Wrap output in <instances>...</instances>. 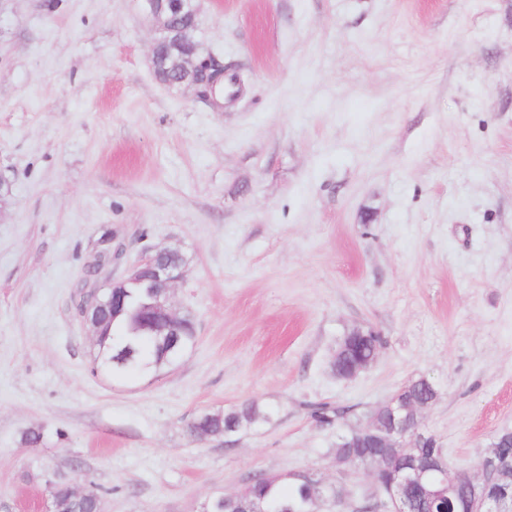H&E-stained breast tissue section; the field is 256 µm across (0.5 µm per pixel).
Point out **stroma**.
Instances as JSON below:
<instances>
[{
	"instance_id": "35a3bbf8",
	"label": "stroma",
	"mask_w": 512,
	"mask_h": 512,
	"mask_svg": "<svg viewBox=\"0 0 512 512\" xmlns=\"http://www.w3.org/2000/svg\"><path fill=\"white\" fill-rule=\"evenodd\" d=\"M197 6L203 54L243 80L220 109L156 79L140 0H0V512H40L54 470L103 512L305 471L354 508L371 478L336 439L419 377L451 461L512 430V0ZM105 233L114 280L188 260L171 303L197 340L160 371L93 370L77 303ZM356 328L384 345L337 378ZM248 401L271 421L188 436Z\"/></svg>"
}]
</instances>
